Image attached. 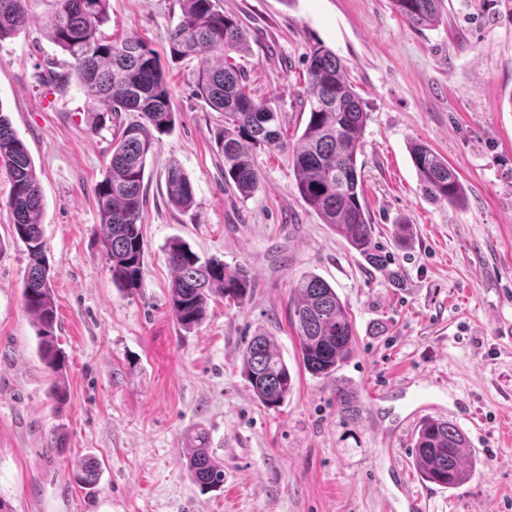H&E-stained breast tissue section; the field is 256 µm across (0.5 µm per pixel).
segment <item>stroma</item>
<instances>
[{"label": "stroma", "instance_id": "stroma-1", "mask_svg": "<svg viewBox=\"0 0 512 512\" xmlns=\"http://www.w3.org/2000/svg\"><path fill=\"white\" fill-rule=\"evenodd\" d=\"M219 3L247 34L238 63L255 97L281 113L288 142L306 122L311 46L345 65L367 114L358 164L386 264L369 266L305 206L287 153L257 155L261 187L251 197L228 190L222 119L195 94L194 62L170 58L179 0H110L103 36L146 43L176 118L146 163L144 279L119 291L94 196L114 123L97 126L67 55L46 36L57 0H27L29 25L0 42V111L39 173L67 401L58 409L49 397L54 377L23 308L29 259L12 240L0 160V499L14 512H512V0H444L439 21L421 30L390 0ZM413 140L447 158L466 204L423 197ZM174 163L194 184L187 211L166 197ZM400 224L410 228L403 242ZM174 238L247 267L250 298L213 300L200 326L182 330L168 304L164 247ZM308 272L353 317L355 352L333 378L305 371L288 318L291 290ZM260 332L293 377L275 409L242 373V350ZM340 380L358 393L357 418L336 405ZM427 417L463 431L471 480L448 490L422 478L412 450ZM200 431L224 466L223 489L200 492L187 473ZM89 456L101 478L86 490L72 466Z\"/></svg>", "mask_w": 512, "mask_h": 512}]
</instances>
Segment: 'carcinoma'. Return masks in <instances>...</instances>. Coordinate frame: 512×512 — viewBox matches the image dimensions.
<instances>
[{
    "mask_svg": "<svg viewBox=\"0 0 512 512\" xmlns=\"http://www.w3.org/2000/svg\"><path fill=\"white\" fill-rule=\"evenodd\" d=\"M26 0H0V41L30 22ZM178 21L168 29L170 56L197 60L196 94L224 118L218 148L224 155V183L241 196H252L260 181L255 155L260 150L288 154L296 188L304 204L337 235L373 265L377 254L361 192L357 157L363 148L367 119L362 100L336 55L320 44L307 58L309 112L303 133L291 145L282 136V116L256 98L235 56L245 52L248 39L237 19L224 13L217 0H181ZM397 13L412 28L428 26L440 16L443 0H392ZM109 0H57L44 23L46 36L69 58L74 76L92 104H103L117 120L106 172L94 188L102 245L112 283L129 293L144 278L146 243L141 229L146 204L145 165L159 136L175 125L171 89L153 51L139 40L114 42L102 36L108 21ZM134 116L125 121L122 113ZM410 153L425 196L443 205H459L465 188L458 173L428 144L414 141ZM0 158L9 165L11 188L6 206L13 218L12 239L22 243L29 257L22 301L37 328L38 352L45 365L63 375L65 356L56 342L57 311L53 300L54 272L46 255L41 213L43 196L34 161L0 112ZM169 203L189 209L195 202L191 179L178 165L166 175ZM174 276L169 304L178 325L199 326L212 298L242 305L252 289L249 271L228 270L224 261L203 259L174 240L166 247ZM289 321L299 338L301 360L310 374L329 377L354 349L353 325L344 302L326 280L309 273L292 289ZM245 376L267 408L281 406L291 393L293 379L274 337L258 334L242 351ZM358 394L336 380V403L346 416L358 414ZM186 466L192 481L206 491L224 484V466L210 455L207 438L196 437ZM463 432L453 423L426 418L415 432V465L422 477L441 487L454 488L471 478L474 464L466 452ZM99 462L87 458L76 466L75 480L93 486Z\"/></svg>",
    "mask_w": 512,
    "mask_h": 512,
    "instance_id": "1",
    "label": "carcinoma"
}]
</instances>
